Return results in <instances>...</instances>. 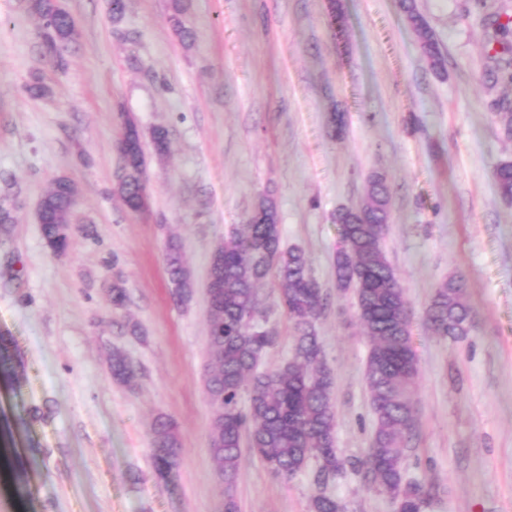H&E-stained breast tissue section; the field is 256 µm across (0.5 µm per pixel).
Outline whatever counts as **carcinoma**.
<instances>
[{
  "label": "carcinoma",
  "instance_id": "cac0c4a2",
  "mask_svg": "<svg viewBox=\"0 0 512 512\" xmlns=\"http://www.w3.org/2000/svg\"><path fill=\"white\" fill-rule=\"evenodd\" d=\"M29 8L40 23L42 45L51 54L58 42L71 39L69 16L60 12L56 0H30ZM406 21L432 65L443 67L435 35L415 0H400ZM132 146L123 155L125 176L118 193L126 208L135 212L147 200L142 170L146 157L138 124L128 126ZM500 193L512 198V161L495 171ZM75 185L66 178L55 181L43 195L41 232L46 247L66 252L71 237L59 234L60 225L71 223ZM257 208L264 222L249 221L218 243L224 258L219 270L218 295L210 308L208 336L214 368L207 391L217 397L220 410L213 423L210 450L224 483V512H238L232 494L241 457L248 447L279 478H291L314 466L310 512H347V506L327 491L329 484L346 470H363L376 491L393 505L394 512H423L429 492L406 477L404 467L409 435L415 420L418 361L412 346L409 312L404 289L388 261L384 240L390 216L386 178L372 174L361 202L336 212L340 246L335 257L337 288L355 298L357 318L369 339L364 379L374 416L371 446L361 458H349L337 448V413L332 393L334 377L329 367L316 321L324 306L318 283L309 274L305 252L283 244L275 204L262 199ZM165 264L175 302L186 306L192 300L193 275L184 259L180 239L168 238ZM277 283V305L293 327V356L284 365L261 372L263 354L278 344L273 331L257 321L259 285ZM426 322L433 334L458 339L468 334L472 312L463 284L450 279L435 289ZM13 341L0 336V374L13 371ZM112 379L130 385L136 374L129 356L112 350ZM249 405L240 406L242 393ZM152 461L165 475L177 466L182 448L172 423L156 418L152 431Z\"/></svg>",
  "mask_w": 512,
  "mask_h": 512
}]
</instances>
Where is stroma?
<instances>
[{"instance_id":"1","label":"stroma","mask_w":512,"mask_h":512,"mask_svg":"<svg viewBox=\"0 0 512 512\" xmlns=\"http://www.w3.org/2000/svg\"><path fill=\"white\" fill-rule=\"evenodd\" d=\"M66 0L78 27L62 64L42 53L28 0H0V334L16 374L0 375V512H224L209 450L203 294L175 305L165 245L175 234L197 283L216 244L274 200L285 245L301 248L327 297L317 320L334 376L337 446L363 456L374 418L364 383L368 340L352 293L336 285L337 210L367 178L391 192L386 256L410 311L418 357L407 475L431 486L425 512H512V200L495 167L512 160L497 119L512 83V0H416L444 56L434 70L398 0ZM45 96L30 93L35 82ZM143 135L166 128L171 154L147 157L148 209L117 185L122 113ZM346 130L331 136V118ZM61 176L77 187L68 251L52 254L37 220ZM462 279L475 324L433 335L424 311ZM120 281L123 308L108 290ZM286 362L292 325L274 282L260 289ZM139 335H131L130 325ZM137 368L113 381V349ZM175 425L182 448L154 470L150 429ZM348 512H392L363 473L329 487ZM309 472L273 478L243 450L239 512H309Z\"/></svg>"}]
</instances>
